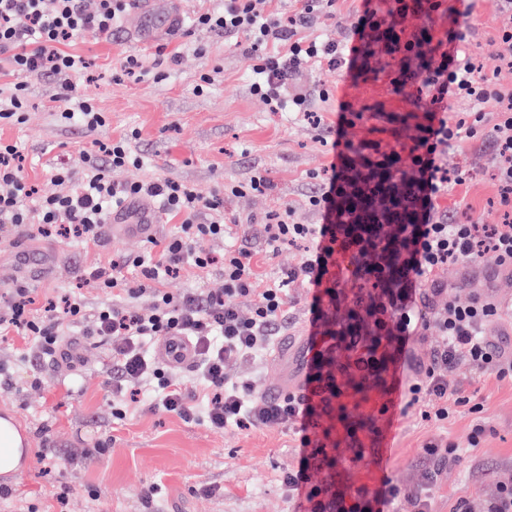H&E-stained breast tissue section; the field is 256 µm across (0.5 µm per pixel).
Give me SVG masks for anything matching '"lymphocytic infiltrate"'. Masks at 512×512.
Wrapping results in <instances>:
<instances>
[{"label":"lymphocytic infiltrate","mask_w":512,"mask_h":512,"mask_svg":"<svg viewBox=\"0 0 512 512\" xmlns=\"http://www.w3.org/2000/svg\"><path fill=\"white\" fill-rule=\"evenodd\" d=\"M322 2L302 0L292 15L277 11L263 17L252 0H224L221 10L192 21L198 31L246 36L255 58L251 90L275 112L288 109L311 118L313 96L297 82L304 60L331 69L343 64L359 69L373 58L380 68H395L394 86L417 85L422 115L409 149L385 150L376 140L348 139L354 119L347 114L348 104H341L330 173L305 199L320 214V223L293 222L287 209L266 216L267 247L306 243L303 261L271 274L267 287L254 293L258 261L245 245L251 227L227 224L225 196H204L172 180L112 182L109 170L143 165L129 142L119 140L95 142L86 155L89 172L82 180L58 169L55 180L64 192L42 197L23 175L17 145L0 141V224L28 226L35 212L39 233L70 232L90 246L114 212L142 198L155 200L161 213L176 221L171 234L150 238L154 260L127 257L85 271L86 279L123 294V304L90 314L80 298L67 296L60 314L36 318L29 289L19 287L7 311L0 313V334L23 335L35 352L55 351L80 328L111 345L113 393L151 390L153 409L185 419L200 413L218 429L287 427L298 451L284 483L302 512H386L404 496L415 501L417 512H429L432 487L452 452L448 446L423 445L422 457L429 466L421 485L410 492L385 481L376 490L362 487L349 494L330 483H312L310 473L330 461L331 430L321 420L336 410L343 395L341 378L356 386H381L388 396L403 393L406 407H420L422 418L434 421L449 419L461 407L473 413L484 408L463 389L449 386L447 373L457 362L468 361L483 383L512 378V355L483 333L489 323L512 311L489 296L448 298L446 285L435 277L439 268L486 251L495 253L501 268L512 271V230L462 222L438 204L453 183L441 160L463 134L490 140L492 177L502 204H512V91L488 83L483 75L487 63L465 51L462 27L440 32L425 25L409 34L400 28V18L410 14L447 18L448 0H366L355 38L345 45L298 37V28L311 21ZM125 9L126 0H97L92 11L82 0H0V70L17 77L0 100V121L22 123L28 106L25 77L49 73L69 103L61 119L101 126V114L75 97L68 80L85 61L63 46L111 32ZM453 98L471 102L470 120L449 121ZM491 100L502 108L489 128L482 106ZM203 237L242 241L241 247L224 252L223 292L164 291L162 284L170 276L214 264L211 253L195 247ZM294 288L312 294L308 314L313 333L303 383L297 391L260 396L251 383L228 379L224 368L232 361L263 357L273 348L293 311ZM146 292L153 297L151 306H137V298ZM248 295L254 302L244 312L234 299ZM432 326L439 332L437 343L426 359L410 362L407 381H400L397 372L409 341ZM179 337L188 338L197 351L196 395L183 392L174 365L149 350L151 344Z\"/></svg>","instance_id":"f902f5d3"}]
</instances>
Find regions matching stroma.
Returning a JSON list of instances; mask_svg holds the SVG:
<instances>
[{"label": "stroma", "mask_w": 512, "mask_h": 512, "mask_svg": "<svg viewBox=\"0 0 512 512\" xmlns=\"http://www.w3.org/2000/svg\"><path fill=\"white\" fill-rule=\"evenodd\" d=\"M182 20L145 43L133 39L137 0H129L121 26L105 37L77 39L67 52L87 61L69 79L77 94L104 118L95 129L65 122V104L55 79L27 76L29 108L21 124H0V140L17 144L23 174L40 194L56 192L54 175L66 167L73 176L86 171L84 154L94 142L131 139L143 157L141 169L112 171L113 181L169 179L207 195L249 182L261 175L274 184L267 194L231 198L228 214L262 221L265 215L293 208V219L316 224L320 215L303 201L314 174L323 173L332 154L325 137L337 121L341 103L360 118L348 129L349 139L395 144L385 132L382 113H416L415 84L394 87L387 73L369 63L361 74L346 69L303 65L298 82L304 89H326L328 101H314L320 121L312 123L286 112L270 111L252 94V65L245 45L223 34L194 31L195 14L222 8V0H181ZM460 24L468 48L485 49L512 59V43L499 41L501 17L497 0H459ZM364 0H334L325 14L311 20L301 36L345 43L353 36ZM136 57L146 74L123 73L127 57ZM212 82L204 86L201 74ZM442 163L466 170L463 184L453 186L447 205L460 220L477 224L505 223L498 187L491 178L492 148L479 138H462L449 147ZM29 248L53 250L43 279L23 282L12 252ZM148 243L135 237L99 240L84 247L75 239L46 237L32 230L0 224V306L13 290L28 285L37 305L80 297L87 310L111 303L107 288L86 284L84 270L125 256L146 254ZM437 278L449 286L448 296L464 300L490 295L512 302V275L500 272L493 253L476 261L440 268ZM295 309L276 347L261 363L231 364L229 376L253 375L255 391L267 395L301 369L308 325L306 291L293 289ZM82 352L72 370L51 371L45 354L26 355L18 335L0 337V366L11 381L0 384V417H16L30 439L27 468L0 496V512H295L282 475L296 457L295 436L286 428L215 429L202 420L186 421L161 411L131 406L126 417H113L122 397L112 395V350L93 336H76ZM40 387H32L33 376ZM484 410L456 413L443 422L423 420L418 409H378L385 397L374 386L347 389L344 418L334 419V466L313 471L315 483H335L352 492L377 489L382 480L405 489L421 481L420 448L442 439L454 445L458 463L442 467L431 499L432 512H453L465 502L468 512H483L496 482L512 479V380L490 381L482 388ZM484 433L475 434L476 425ZM355 435H348L347 427ZM152 498H145L146 489Z\"/></svg>", "instance_id": "obj_1"}]
</instances>
